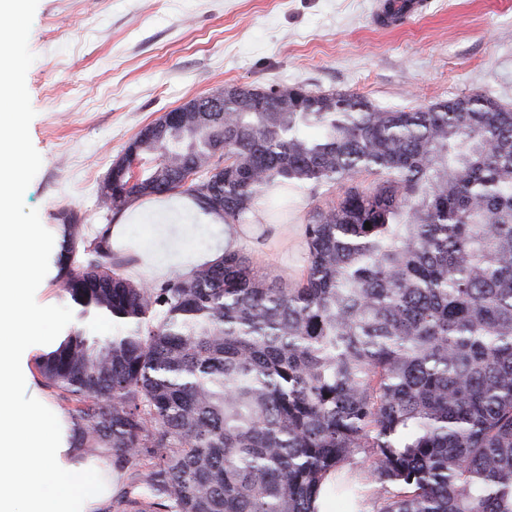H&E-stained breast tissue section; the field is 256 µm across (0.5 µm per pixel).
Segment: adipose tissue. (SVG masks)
Listing matches in <instances>:
<instances>
[{"label":"adipose tissue","instance_id":"ef3b65f1","mask_svg":"<svg viewBox=\"0 0 512 512\" xmlns=\"http://www.w3.org/2000/svg\"><path fill=\"white\" fill-rule=\"evenodd\" d=\"M24 2L0 0V512H95L119 488V474L95 482L101 462L72 447L66 425L48 408L23 410L14 401L15 393L29 386L22 357L26 332L17 311L40 276L42 250L38 226L12 223L10 216L21 189L14 160L37 163L36 157L19 154V129L7 110L16 99L15 85L4 77L10 64L4 48L20 34ZM157 221L167 245L146 258L147 273L189 274L201 259L186 247L185 232L171 214H159Z\"/></svg>","mask_w":512,"mask_h":512}]
</instances>
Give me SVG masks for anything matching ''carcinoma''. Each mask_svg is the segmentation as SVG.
Masks as SVG:
<instances>
[{
	"instance_id": "1",
	"label": "carcinoma",
	"mask_w": 512,
	"mask_h": 512,
	"mask_svg": "<svg viewBox=\"0 0 512 512\" xmlns=\"http://www.w3.org/2000/svg\"><path fill=\"white\" fill-rule=\"evenodd\" d=\"M133 143L112 166L153 164L103 182L107 215L181 192L243 224L282 191L331 199L287 288L238 250L134 282L108 232L60 213V288L117 330L74 326L37 368L75 447L125 478L106 512H315L345 464L360 481L336 498L369 485L374 512H512V107L229 86L224 111ZM336 482V473L329 472L322 480L320 490L314 499L313 505L316 512H335L336 498L332 495L330 487Z\"/></svg>"
}]
</instances>
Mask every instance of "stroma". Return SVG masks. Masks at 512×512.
Instances as JSON below:
<instances>
[{"mask_svg":"<svg viewBox=\"0 0 512 512\" xmlns=\"http://www.w3.org/2000/svg\"><path fill=\"white\" fill-rule=\"evenodd\" d=\"M424 15L385 26L381 0H27L23 39L10 46L23 117L19 149L37 156L23 170L12 221L40 227L42 277L24 320L55 336L75 309L55 283L62 211L88 235L105 220L99 189L138 132L187 101L227 85L352 91L381 108L426 106L473 92L512 106V0H428ZM177 217L188 248L213 251L223 230L186 194ZM304 191L288 194V213L267 240L243 246L253 264L295 283L306 264ZM44 339L28 337L31 386L19 406L41 404L67 418L36 361Z\"/></svg>","mask_w":512,"mask_h":512,"instance_id":"35a3bbf8","label":"stroma"}]
</instances>
